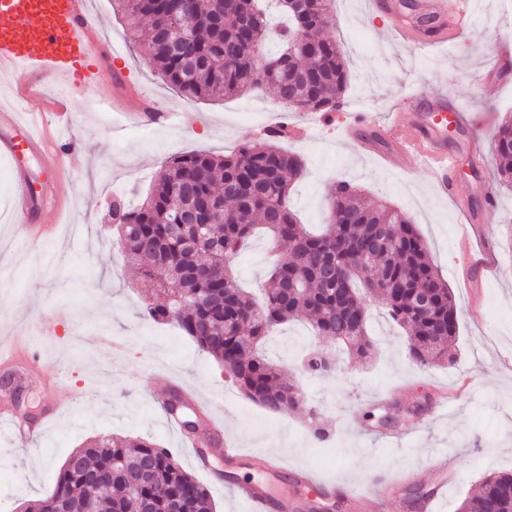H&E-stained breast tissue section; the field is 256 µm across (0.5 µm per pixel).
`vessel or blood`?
<instances>
[{
  "label": "vessel or blood",
  "mask_w": 512,
  "mask_h": 512,
  "mask_svg": "<svg viewBox=\"0 0 512 512\" xmlns=\"http://www.w3.org/2000/svg\"><path fill=\"white\" fill-rule=\"evenodd\" d=\"M423 17L432 19L423 27L420 19L403 17L395 28L401 40L414 48L444 42L459 33L469 21L468 0H421ZM112 44L104 38L103 25L92 13L88 0H0V72L15 75L12 104L0 106V155L15 164L14 218L24 229L27 247L42 246L56 233L61 209L43 203L28 176L18 164L25 155L45 158V172L59 173L62 166L75 160L72 148L50 144L37 133L30 113L37 104L30 94L32 85L46 77H58L76 87L96 84L101 70L111 62ZM462 111L441 99L400 98L391 114L392 127L402 130L399 151L413 163H436L433 176L447 195H455L456 154L448 150V124H461ZM482 225H471L458 243V250L470 271L469 287H479L493 268L486 254L474 252V245H486ZM266 477L292 478L306 490L329 495L328 486L316 483L310 473H290L280 459L271 457L264 463ZM393 485L371 487L368 496H349L348 512H364L369 500L386 508ZM235 499L248 512H270L271 502L265 480L247 481L233 487Z\"/></svg>",
  "instance_id": "1"
}]
</instances>
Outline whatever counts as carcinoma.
I'll use <instances>...</instances> for the list:
<instances>
[{
    "mask_svg": "<svg viewBox=\"0 0 512 512\" xmlns=\"http://www.w3.org/2000/svg\"><path fill=\"white\" fill-rule=\"evenodd\" d=\"M334 0H288L277 8L288 22L271 29L259 0H112L131 40L143 48L158 74L179 93L220 100L269 87L291 100L294 112H337L344 105L348 68L336 41L323 37ZM312 31V47L290 51L295 36ZM279 50H266L268 34ZM257 50L279 64L261 72L252 66ZM282 125L263 142L244 143L230 155L194 151L174 158L160 172L144 201L117 204V244L135 265L147 288H163L165 269L182 272L167 299L147 307L157 323H174L204 352L212 355L232 383L250 400L273 413L303 404L297 387L259 355L260 342L279 325L304 317L314 335L362 357L373 352L367 335V302L372 297L407 336L408 356L420 363L448 362V343L456 338L457 312L451 288L433 265L426 244L406 214L367 199L348 181L328 197L329 218L314 234L298 222L289 202L290 185L305 172L303 159L283 150ZM491 151L500 183L512 187V118L494 131ZM179 186L191 189L200 224L210 225L206 246L190 245L186 227L170 200ZM271 236L273 267L261 299L237 284L233 260L258 228ZM380 248L365 255L368 242ZM336 257L330 278L319 265ZM430 296L423 314L416 304ZM302 363L312 374L333 372L328 351L311 349ZM122 460L127 472L112 482L98 503L111 512H213L205 486L189 474L167 448L141 439L103 437L73 452L60 467L53 491L26 504L27 512H84L87 483ZM141 495L129 492L128 479L144 465ZM457 512H512V473L483 479Z\"/></svg>",
    "mask_w": 512,
    "mask_h": 512,
    "instance_id": "1",
    "label": "carcinoma"
}]
</instances>
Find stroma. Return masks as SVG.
Masks as SVG:
<instances>
[{
    "label": "stroma",
    "mask_w": 512,
    "mask_h": 512,
    "mask_svg": "<svg viewBox=\"0 0 512 512\" xmlns=\"http://www.w3.org/2000/svg\"><path fill=\"white\" fill-rule=\"evenodd\" d=\"M471 2L467 28L419 50L398 42L366 0H335V18L324 34L343 51L350 85L346 109L322 124L314 114L289 111L266 89L221 101L180 96L131 43L112 0H94L115 50L102 72L103 90H74L54 78L36 86L47 101L69 96L77 131L73 148L84 160L43 186L49 196L71 203L60 239L36 251L22 249L12 210V164L0 158V348L24 335L40 355L37 366L0 365V374H15L34 414L51 401L60 407L27 446L0 429V512H18L22 502L50 494L75 449L112 434L171 449L208 489L215 512H242L228 484L199 470L179 430L167 426L161 405L169 392L157 382L160 374L213 403L211 419L245 453L276 456L293 471L315 469L318 481L341 494L404 480L406 489L389 501V512H420L417 498L433 487V465L440 459H447L454 479L434 512H456L484 477L512 471V188L495 178L486 148L494 129L512 116V80L477 78L493 67L500 49L512 47V14L504 13L502 0ZM421 90L447 96L468 114V126L448 128V146L460 156L454 198L415 170L402 169L395 157H379L385 146L380 138L367 152L341 135L354 111L381 121L401 95ZM144 98L155 108L177 109V119L128 124L126 111ZM283 122L308 130L305 138L281 142L307 168L290 189V204L303 223H323L327 191L347 180L416 224L457 306L459 331L447 364L412 361L405 336L372 300L373 357L341 353L332 374L308 375L297 354L309 343L324 349L330 343L313 340L306 322L290 323L265 341L263 352L298 387L305 406L271 414L244 398L216 360L178 328L143 317L152 296L115 245L113 200L137 205L167 160L192 150L221 155L261 141L266 129ZM488 192L498 202L493 215L484 208ZM472 222L487 226L500 268L499 276L484 282L477 304L457 251L464 226ZM269 251L259 236L234 261L242 288L255 291L268 280ZM116 336L125 338L127 353L109 364L104 353ZM457 383L465 384L463 394L449 396L447 413L435 414L441 388ZM272 495L273 512H344L290 481L277 483Z\"/></svg>",
    "instance_id": "stroma-1"
}]
</instances>
